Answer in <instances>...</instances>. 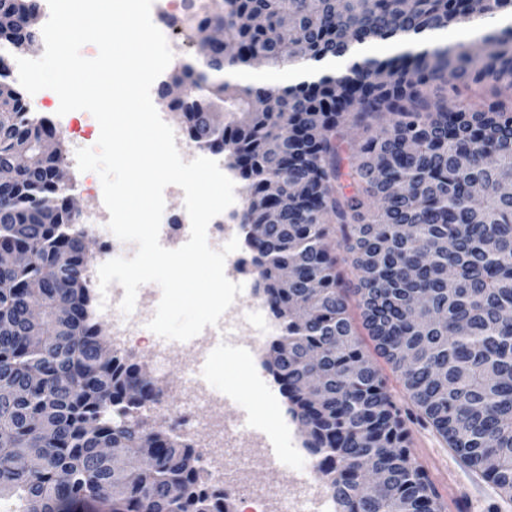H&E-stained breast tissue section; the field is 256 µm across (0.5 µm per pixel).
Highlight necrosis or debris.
<instances>
[{"mask_svg":"<svg viewBox=\"0 0 512 512\" xmlns=\"http://www.w3.org/2000/svg\"><path fill=\"white\" fill-rule=\"evenodd\" d=\"M264 308V303L258 300L236 297L217 326L205 327L187 343L191 356L183 369L184 388L176 405L179 423L185 429L207 437L210 456L207 476L219 484L224 481V449L248 441L253 449L248 458L249 465L265 468L269 465L265 454L269 442L266 434L244 431L237 420L225 416L223 395L201 379L198 365L202 359L216 353V336L234 337L242 367L251 373L261 391L271 393L272 386L262 367L261 353L264 342L277 335L280 327L272 317L264 316ZM248 503V512H336V500L313 463L303 476L283 471L278 490L253 495Z\"/></svg>","mask_w":512,"mask_h":512,"instance_id":"obj_1","label":"necrosis or debris"}]
</instances>
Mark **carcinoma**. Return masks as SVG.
<instances>
[{
	"label": "carcinoma",
	"instance_id": "carcinoma-1",
	"mask_svg": "<svg viewBox=\"0 0 512 512\" xmlns=\"http://www.w3.org/2000/svg\"><path fill=\"white\" fill-rule=\"evenodd\" d=\"M36 37L40 0H0ZM512 17V0H222L191 27L202 58L173 75L189 93V141L229 152L245 182L242 223L258 290L282 325L264 367L336 499V512H442L387 377L367 358L349 311L391 365L405 396L459 459L512 497V97L463 100L485 82L512 92V22L482 35V53L442 45L273 89L224 79L263 56L272 67L344 57L372 45ZM221 28L239 51L208 34ZM446 95L431 99L429 89ZM225 110L222 127L208 113ZM388 124L349 155L339 127ZM55 127L0 81V164L19 187L0 197V245L30 254L0 275V498L13 512H75L104 499L111 512H234L204 478L201 453L143 413L160 402L153 378L114 354L92 304L73 188L58 184L40 144ZM352 256L349 285L326 242ZM58 330L30 345L25 280ZM109 445L112 455L100 448ZM150 456L130 469L128 457Z\"/></svg>",
	"mask_w": 512,
	"mask_h": 512
}]
</instances>
